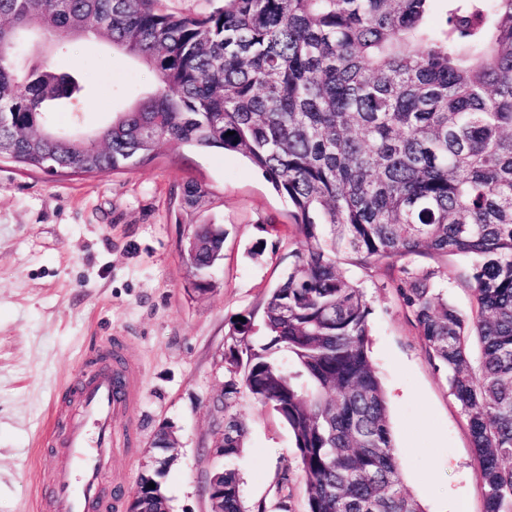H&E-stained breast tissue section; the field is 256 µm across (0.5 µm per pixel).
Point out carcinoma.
<instances>
[{
    "instance_id": "obj_1",
    "label": "carcinoma",
    "mask_w": 512,
    "mask_h": 512,
    "mask_svg": "<svg viewBox=\"0 0 512 512\" xmlns=\"http://www.w3.org/2000/svg\"><path fill=\"white\" fill-rule=\"evenodd\" d=\"M224 0L204 17L158 0H0V136L24 170L101 174L173 143L238 153L293 207L287 276L231 324L224 408L241 392L288 425L307 512H422L403 486L387 394L368 355L371 308L339 264L386 266L432 367L446 375L480 466L485 512H512V0ZM104 38L155 89L95 132L70 75L23 71L16 45ZM232 135L225 136V133ZM205 189L180 191L189 223ZM225 231L187 250L201 292ZM469 255L464 316L414 256ZM480 355L473 359L470 343ZM247 424L224 413V459ZM224 467V512H245Z\"/></svg>"
}]
</instances>
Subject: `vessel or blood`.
I'll list each match as a JSON object with an SVG mask.
<instances>
[{"instance_id":"obj_1","label":"vessel or blood","mask_w":512,"mask_h":512,"mask_svg":"<svg viewBox=\"0 0 512 512\" xmlns=\"http://www.w3.org/2000/svg\"><path fill=\"white\" fill-rule=\"evenodd\" d=\"M104 365L93 375H78L74 385L81 413L67 421L62 462L41 498L55 512H108L112 503L100 495L102 464L114 441L115 424L133 402L125 375L112 367V348L101 352Z\"/></svg>"}]
</instances>
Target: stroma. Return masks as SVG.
<instances>
[{"mask_svg":"<svg viewBox=\"0 0 512 512\" xmlns=\"http://www.w3.org/2000/svg\"><path fill=\"white\" fill-rule=\"evenodd\" d=\"M25 63H53L76 77L91 131L132 108L153 73L102 38L74 41L62 60L25 52ZM192 179L207 190L202 218L223 225L224 258L210 292L199 293L181 252L183 225L174 187ZM290 206L242 156L171 144L150 163L72 176L27 171L0 161V512H41L49 480L39 440L84 358L119 343L134 401L118 422L103 491L134 487L159 427H176L181 448L165 481L171 512H210L209 475L224 461L207 449L210 403L227 378L223 352L233 318L253 310L288 271ZM429 268L445 296L470 313L462 255ZM371 307L370 356L388 396L402 481L424 512H484L480 474L466 420L383 266H344ZM231 411L245 420V446L233 461L246 512H307V488L287 425L240 395Z\"/></svg>","mask_w":512,"mask_h":512,"instance_id":"1","label":"stroma"}]
</instances>
